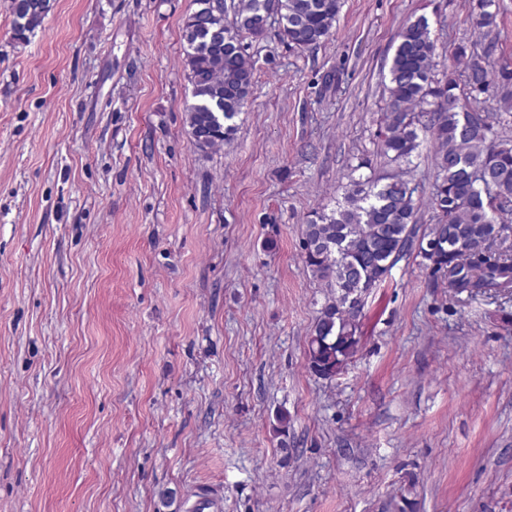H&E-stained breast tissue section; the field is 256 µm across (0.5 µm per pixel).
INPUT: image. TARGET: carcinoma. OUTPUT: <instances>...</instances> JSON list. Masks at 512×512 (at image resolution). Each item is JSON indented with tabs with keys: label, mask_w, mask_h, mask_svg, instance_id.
Instances as JSON below:
<instances>
[{
	"label": "carcinoma",
	"mask_w": 512,
	"mask_h": 512,
	"mask_svg": "<svg viewBox=\"0 0 512 512\" xmlns=\"http://www.w3.org/2000/svg\"><path fill=\"white\" fill-rule=\"evenodd\" d=\"M194 0L197 8L183 22L184 58L193 103L187 124L194 146L205 152L230 140L231 121L251 94L254 63L244 37L262 40L258 25L271 13L277 37L305 50L328 38L341 0H232V17L220 4ZM496 0H477L474 25L494 23ZM14 35L23 39L41 26L50 0H12ZM464 68L459 85L456 65ZM502 91L500 107L512 110V65L494 67L488 55L456 48L453 64L436 77V43L429 22L420 17L399 33L389 67L388 97L380 118L379 146L398 171L385 182H351L343 200L314 212L306 224V268L330 288L308 338V369L323 379L336 377L360 344V309L349 304L345 288L358 280L373 288L403 258L416 254L433 276L470 295L512 290V253L491 248L495 230L512 231V143L499 140L479 113V96ZM434 147L435 182L430 200L433 223L418 236L417 187L407 166L424 141ZM439 243L431 252L427 243Z\"/></svg>",
	"instance_id": "obj_1"
}]
</instances>
